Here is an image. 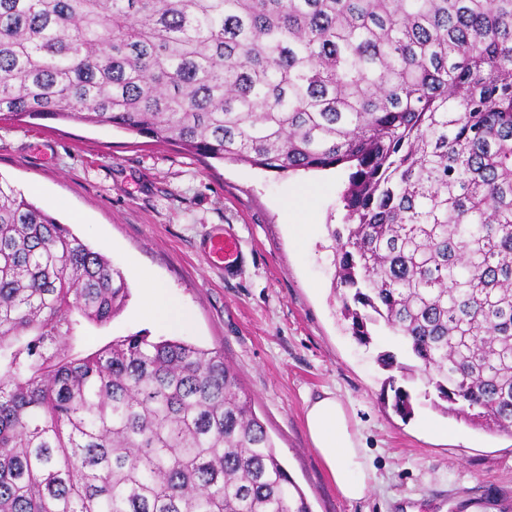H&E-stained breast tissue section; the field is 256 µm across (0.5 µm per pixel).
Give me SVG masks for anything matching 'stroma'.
<instances>
[{
    "instance_id": "obj_1",
    "label": "stroma",
    "mask_w": 512,
    "mask_h": 512,
    "mask_svg": "<svg viewBox=\"0 0 512 512\" xmlns=\"http://www.w3.org/2000/svg\"><path fill=\"white\" fill-rule=\"evenodd\" d=\"M351 172L277 173L109 126L0 121V178L108 257L129 287L123 311L75 354L139 331L168 337L142 311L148 273L192 313L178 339L223 351L236 368L313 512H512V436L440 413L419 380L410 418L381 399L377 357L398 340L383 331L359 344L334 293L327 227L344 222ZM217 232L246 256L230 279L202 251ZM326 389L347 407L375 474L360 501L341 497L304 427L307 399Z\"/></svg>"
}]
</instances>
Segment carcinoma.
Returning <instances> with one entry per match:
<instances>
[{"label":"carcinoma","instance_id":"1","mask_svg":"<svg viewBox=\"0 0 512 512\" xmlns=\"http://www.w3.org/2000/svg\"><path fill=\"white\" fill-rule=\"evenodd\" d=\"M283 173L355 164L342 313L512 436V0H0V117ZM122 272L0 184V512H311L224 353L123 336ZM392 407L413 395L388 378Z\"/></svg>","mask_w":512,"mask_h":512}]
</instances>
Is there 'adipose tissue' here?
Returning a JSON list of instances; mask_svg holds the SVG:
<instances>
[{
    "label": "adipose tissue",
    "instance_id": "adipose-tissue-1",
    "mask_svg": "<svg viewBox=\"0 0 512 512\" xmlns=\"http://www.w3.org/2000/svg\"><path fill=\"white\" fill-rule=\"evenodd\" d=\"M144 312L176 330L187 320L184 310L153 282H146ZM304 425L311 445L323 460L329 476L347 501H359L371 489V471L350 426L347 410L336 393L326 390L305 405Z\"/></svg>",
    "mask_w": 512,
    "mask_h": 512
}]
</instances>
